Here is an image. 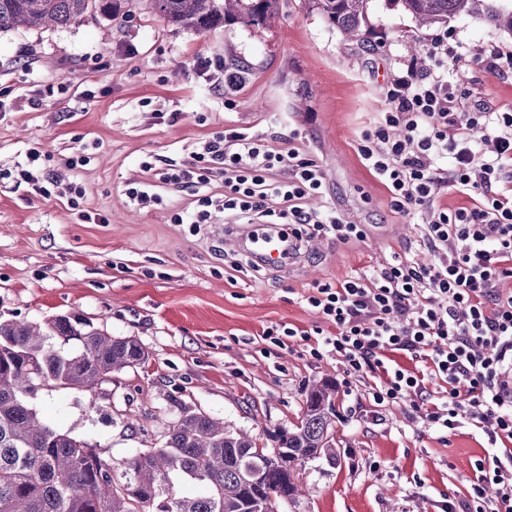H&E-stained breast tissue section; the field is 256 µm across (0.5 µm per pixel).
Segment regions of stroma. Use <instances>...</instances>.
I'll return each instance as SVG.
<instances>
[{"label":"stroma","mask_w":512,"mask_h":512,"mask_svg":"<svg viewBox=\"0 0 512 512\" xmlns=\"http://www.w3.org/2000/svg\"><path fill=\"white\" fill-rule=\"evenodd\" d=\"M126 26L90 13L66 28L0 32V169L26 165L27 151L51 152L54 173L83 190L79 210L66 200L32 195L27 184L0 181V320L40 323L77 312L114 336L136 337L145 364L113 373L95 394L41 388L33 401L58 430L118 463L161 447L182 407L251 433L258 447L296 422L305 395L325 379L336 384V463L310 461L295 512H442L463 495L474 461L487 452L481 430L441 432L409 417L408 403L378 406L372 377L344 373L335 356H312L297 337L278 344L265 329L324 328L305 302L316 283L336 282L378 266L416 240L413 224L390 207L385 187L361 163L357 142L386 108L391 71L416 61L411 42L447 35L470 51L512 50V38L460 16L417 29L411 18L373 0L367 41L348 40L309 0H279L262 26L230 21L199 33L168 26L149 0H128ZM221 56L240 69V87L221 92L199 78L201 58ZM66 92L33 106L41 84ZM459 96L512 108V71L479 63L457 66ZM39 98V97H38ZM232 108H225V99ZM229 127L254 131L279 149L299 148L327 174L328 201L367 225L365 241L313 238L290 270L240 271L233 225L172 223L192 201L162 188V205L128 203L130 182L146 179L148 158L189 159L194 148ZM89 152L72 170L69 157Z\"/></svg>","instance_id":"obj_1"}]
</instances>
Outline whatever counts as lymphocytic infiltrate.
Here are the masks:
<instances>
[{"instance_id":"1","label":"lymphocytic infiltrate","mask_w":512,"mask_h":512,"mask_svg":"<svg viewBox=\"0 0 512 512\" xmlns=\"http://www.w3.org/2000/svg\"><path fill=\"white\" fill-rule=\"evenodd\" d=\"M429 66L395 73L386 109L357 144L362 164L387 189L392 210L416 224L432 255L392 256L380 267L315 285L305 302L331 333L285 327L288 337L314 340L336 356L347 374L375 377V403L409 402L413 419L453 432L480 429L491 449L476 459L461 504L448 512H512V110L464 105L448 79L460 54L447 38L431 43ZM52 156L27 152L18 171L0 169V180L28 183L33 194L67 199L78 208L82 190L61 183ZM224 177L216 197L202 188ZM199 188L192 205L174 214L176 224H284L289 238L315 236L362 242L366 225L349 222L326 202V172L298 148L281 150L243 128L205 140L189 161L171 163L157 183L133 182L130 204H162L156 184ZM465 195L466 206L436 203L439 188ZM319 208H311L314 199ZM421 367L398 362L401 354ZM438 382L431 392L429 382Z\"/></svg>"}]
</instances>
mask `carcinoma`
Masks as SVG:
<instances>
[{
    "mask_svg": "<svg viewBox=\"0 0 512 512\" xmlns=\"http://www.w3.org/2000/svg\"><path fill=\"white\" fill-rule=\"evenodd\" d=\"M122 0H0V31L66 28L98 12L119 25ZM169 26L206 32L229 20L259 25L277 0H150ZM373 0H311L348 39L364 41ZM420 28L466 15L512 37V0H386ZM148 354L132 336L112 337L79 314L39 325L0 322V512H280L300 502L303 469L336 463V384L311 387L299 421L259 448L250 433L232 431L201 412L183 411L160 448L119 464L57 430L31 405L38 385L94 392L115 371ZM190 485L194 494H185Z\"/></svg>",
    "mask_w": 512,
    "mask_h": 512,
    "instance_id": "cac0c4a2",
    "label": "carcinoma"
}]
</instances>
